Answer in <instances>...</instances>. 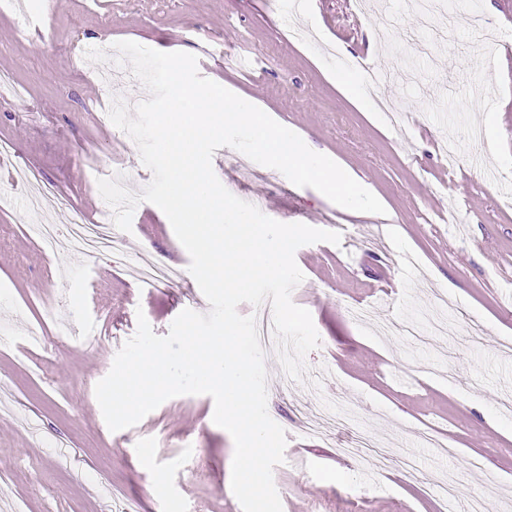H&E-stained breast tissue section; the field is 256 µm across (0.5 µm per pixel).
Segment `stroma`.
I'll return each mask as SVG.
<instances>
[{
  "label": "stroma",
  "mask_w": 512,
  "mask_h": 512,
  "mask_svg": "<svg viewBox=\"0 0 512 512\" xmlns=\"http://www.w3.org/2000/svg\"><path fill=\"white\" fill-rule=\"evenodd\" d=\"M26 2L33 31L0 9V71L14 78L0 86V166L33 170L46 199L37 216L0 188V487L17 512H125L139 497L159 512H242L231 490L234 442L214 424L211 397L171 398L117 432L95 397L137 312L165 335L183 309H210L189 293V255L173 230H147L156 206H137L131 232L107 224L121 245L94 256L46 250L34 231L45 220L66 235L74 212L98 222L87 203L98 179L122 173L135 193L152 179L136 144L101 118L113 99L149 97L136 78L103 75L123 40L196 55L201 76L253 98L310 149L351 167L391 215L379 224L383 247L368 248L369 217L257 163L242 176L235 149L213 155L236 197H266L267 216L341 235L295 253L305 279L292 300L320 337L304 381L281 391L278 356L265 353L268 413L287 438L273 471L283 512H439L424 489L448 472L456 512L489 488L493 512H512V412L500 407L512 397V353L499 349L512 340V198L497 190L512 184V75L497 60L507 0H442L454 27L440 39L408 0H367L355 21L348 0H320L302 40L283 20L289 0ZM247 51L253 76L225 72L226 53ZM343 56L379 72L371 88L396 103L395 123L330 79ZM145 261L176 278L134 287ZM353 307L367 309L364 321L350 318ZM468 320L482 336L466 335ZM309 393L355 413L305 432L299 407ZM363 430L385 440L393 465L338 454ZM425 433L447 438L455 456L428 447Z\"/></svg>",
  "instance_id": "obj_1"
}]
</instances>
